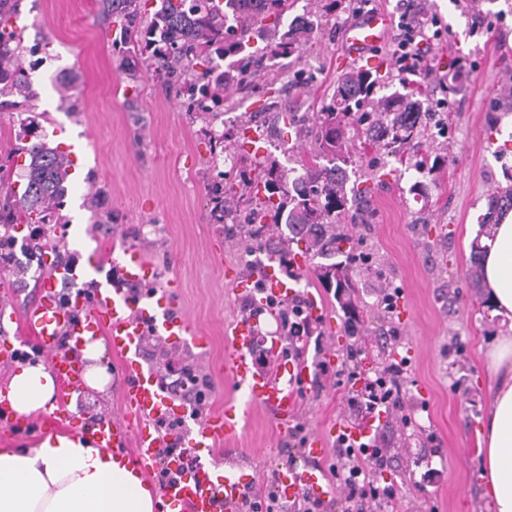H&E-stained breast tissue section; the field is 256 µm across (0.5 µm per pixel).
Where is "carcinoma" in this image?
<instances>
[{
  "label": "carcinoma",
  "mask_w": 512,
  "mask_h": 512,
  "mask_svg": "<svg viewBox=\"0 0 512 512\" xmlns=\"http://www.w3.org/2000/svg\"><path fill=\"white\" fill-rule=\"evenodd\" d=\"M96 23L108 30L112 20H121L120 37L112 41L113 52L127 65L141 55L155 65L166 88L190 92L189 106L198 112L211 111L217 97L212 85L252 82L259 55L300 60L307 25L288 26L279 32L290 0H161L150 19H145L146 0H95ZM20 0H0V107H13L10 97L26 103L34 100L21 57L36 49L23 45L22 32L13 29ZM269 39L264 47L251 45L255 33ZM234 58L235 73L217 72L215 60ZM383 82L372 71L356 70L343 75L336 84L332 101L315 114L303 131L295 116L279 110L273 100L244 117L242 131L252 128L258 114L272 113L295 129L296 139L313 136V161L303 172H289L272 162L260 166L253 177H236L231 191L221 185L212 191L214 214L224 224V233L240 238L247 251L254 246L278 261L288 275L294 269L296 251L315 262L319 283L334 290L333 296L348 320L360 317L359 286L350 271L368 266L370 253L354 241L346 224H366L369 218V190L360 188L351 176L363 167L362 156L345 145L347 128L354 127L364 144L377 154L368 166L371 178L383 177L389 160L420 174L440 169L445 158L432 155L431 129L444 131L448 124L435 119L424 106L422 92L406 83L388 95L376 96ZM29 163L22 192L6 191L0 205L1 224H44L66 192L71 161L68 155L40 140L26 148ZM508 184L488 197L487 211L478 218L480 226L492 230L503 210L512 208V174ZM285 224L280 229L279 224ZM481 238L471 242L468 279L480 283Z\"/></svg>",
  "instance_id": "1"
}]
</instances>
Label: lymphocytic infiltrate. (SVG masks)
Returning a JSON list of instances; mask_svg holds the SVG:
<instances>
[{"instance_id":"lymphocytic-infiltrate-1","label":"lymphocytic infiltrate","mask_w":512,"mask_h":512,"mask_svg":"<svg viewBox=\"0 0 512 512\" xmlns=\"http://www.w3.org/2000/svg\"><path fill=\"white\" fill-rule=\"evenodd\" d=\"M447 34L446 26L437 16L426 14L420 8L402 7L393 35L392 60L396 71L414 76L433 73L429 55L447 45ZM51 241L44 225H30L21 241L17 240L12 225H4L0 228V267L15 264L17 246H24L35 260ZM278 327L288 359L300 360V341L316 331L304 302L295 299L282 308ZM359 353V348H352L347 354V366L338 369L331 368L327 361H319L318 376L331 380L334 386L347 388V409L358 417L365 419L385 412L400 418L403 425H411L412 416L406 409L401 384L408 361H393L374 376L364 378L355 364ZM160 379L165 386L182 392L193 416L201 415L213 390L208 375L192 364L170 358L164 364ZM388 467L387 450L376 435L355 442L342 434L336 438L333 460L328 466L336 484V498L323 501L302 495L288 504L277 496L273 487L260 491L252 486L244 496L242 512H400L403 489L386 478Z\"/></svg>"}]
</instances>
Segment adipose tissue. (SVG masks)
<instances>
[{
  "instance_id": "ef3b65f1",
  "label": "adipose tissue",
  "mask_w": 512,
  "mask_h": 512,
  "mask_svg": "<svg viewBox=\"0 0 512 512\" xmlns=\"http://www.w3.org/2000/svg\"><path fill=\"white\" fill-rule=\"evenodd\" d=\"M482 264L494 315L512 321V211L500 216ZM486 359L494 383L480 465L494 512H512V329L495 338ZM55 389L44 364L25 363L7 397L28 416L43 410ZM0 512H153V497L120 457L87 439L49 434L29 450H0Z\"/></svg>"
}]
</instances>
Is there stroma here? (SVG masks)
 Instances as JSON below:
<instances>
[{
	"label": "stroma",
	"mask_w": 512,
	"mask_h": 512,
	"mask_svg": "<svg viewBox=\"0 0 512 512\" xmlns=\"http://www.w3.org/2000/svg\"><path fill=\"white\" fill-rule=\"evenodd\" d=\"M354 0H342L331 15H323V0H295L292 16L312 21L314 29L299 68L265 61L252 85L224 93V112L215 117L187 109V96L166 94L157 75L140 68L137 79L120 68L111 39L97 25L93 0H21L19 22L25 45L47 41L46 62L30 74L39 100L48 110L30 117L38 135L60 146L81 163L82 182L68 180L64 203L48 228L62 249L76 252L99 243L133 246L160 271L180 283L178 311L207 336L206 350L179 346L176 358L195 364L213 382L207 412L220 410L225 400L244 402L245 395L224 377V333L244 316L248 298L226 284L224 271L234 267L250 274L241 243L224 233L209 215L207 193L220 172L253 170L257 158L286 168L309 163V148H290L287 128L260 126V154L236 149L242 116L267 99L295 112L303 125L331 101L346 67L339 59L342 35L355 17ZM438 16L448 28L451 51L445 60L464 58L473 73L464 91L432 80L422 85L429 98L448 102L451 124L445 136L431 140L434 152L447 155V165L435 174L428 199L409 188L418 175L407 170L400 178L371 183L372 215L353 233L372 255L370 268L357 271L362 304L375 310L378 288H402L409 319L385 322V335L370 324L359 327L358 365L380 371L391 359L387 332L398 331L400 348L414 347L403 380L404 402L415 412L416 427L381 423L378 433L390 457V476L402 483V512H494L481 477L479 448L491 405V373L484 351L505 331L501 317L484 305L483 289L469 285L470 245L479 231L477 219L487 199L504 184L512 169V0H481L479 12L456 0H414ZM73 77L68 96H60L61 79ZM20 114L0 110V165L11 180H20L28 156L16 137ZM105 190V207L112 221L98 223L90 200ZM442 225L447 238L423 233V223ZM294 288L300 296L319 295L333 318L324 327L322 348H308L309 366L325 358L342 362L343 313L333 294L323 288L313 270L303 272ZM98 365L110 377L107 388L86 397L101 417L122 413L119 361L105 356ZM345 388L311 380L300 402L299 417L308 428L348 422ZM433 432L438 448L427 443ZM288 438L268 414L252 410L239 441L200 455V463L238 459L256 479L271 475L288 457ZM440 470L437 482L423 480L428 469Z\"/></svg>",
	"instance_id": "35a3bbf8"
}]
</instances>
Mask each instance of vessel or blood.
Instances as JSON below:
<instances>
[{"mask_svg": "<svg viewBox=\"0 0 512 512\" xmlns=\"http://www.w3.org/2000/svg\"><path fill=\"white\" fill-rule=\"evenodd\" d=\"M391 18L371 11L347 24L343 35L342 58L346 61L367 58L372 49L388 37ZM37 295L25 308L13 309L14 294L8 279L0 280V321L17 324L20 335L0 333V361L12 362L24 346L39 348L47 360L59 393L50 412L39 423L41 431H66L71 425L85 429L96 446L127 457L141 474L150 476L158 470L156 450L163 440L157 429L161 419L181 418L188 407L180 394L165 387L158 372L144 366L137 351L146 325H153L157 335L174 344H190L203 349L208 345L189 319L174 314L176 279L158 286L157 271L142 253L131 246L123 247L116 267L99 260L62 264L53 254H44ZM73 287L69 305H60L59 283ZM142 287L131 295L132 284ZM257 330L251 317L236 319L225 336L224 374L248 395L247 406L225 404L223 411L197 422L187 446L199 452L214 448L239 436L251 408H261L271 415L280 431H288L298 417L299 400L275 379L259 371L253 352ZM103 338L109 354L118 358L123 378L121 388L124 416L89 419L77 407L88 385L81 350L86 337ZM29 422L19 415L0 392V432L6 434L28 428ZM330 429L310 432L302 449L306 464L300 468L277 470L275 488L280 497L291 499L305 493L312 498L327 499L329 487L319 463L328 452ZM170 481L154 504V512H238L249 482L234 463L194 470L181 469L178 460L168 463Z\"/></svg>", "mask_w": 512, "mask_h": 512, "instance_id": "obj_1", "label": "vessel or blood"}]
</instances>
